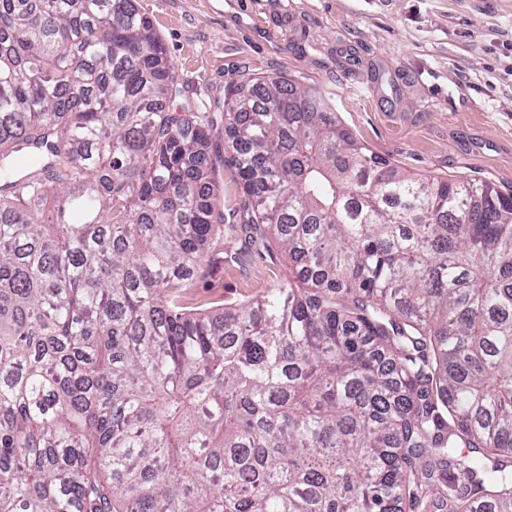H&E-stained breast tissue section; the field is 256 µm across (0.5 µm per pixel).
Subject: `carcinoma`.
<instances>
[{"label": "carcinoma", "instance_id": "obj_1", "mask_svg": "<svg viewBox=\"0 0 512 512\" xmlns=\"http://www.w3.org/2000/svg\"><path fill=\"white\" fill-rule=\"evenodd\" d=\"M134 0H0V512H512V194L247 71L224 154L286 288L186 294L223 154Z\"/></svg>", "mask_w": 512, "mask_h": 512}]
</instances>
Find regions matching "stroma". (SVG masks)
I'll return each mask as SVG.
<instances>
[{
    "label": "stroma",
    "instance_id": "35a3bbf8",
    "mask_svg": "<svg viewBox=\"0 0 512 512\" xmlns=\"http://www.w3.org/2000/svg\"><path fill=\"white\" fill-rule=\"evenodd\" d=\"M163 39L183 98L224 144L238 72L317 87L342 124L404 172L512 193V0H135ZM224 237L189 294L197 310L287 286L289 260L245 243V195L220 164Z\"/></svg>",
    "mask_w": 512,
    "mask_h": 512
}]
</instances>
